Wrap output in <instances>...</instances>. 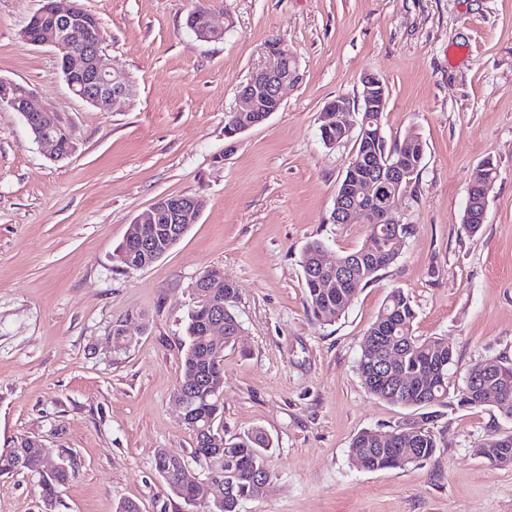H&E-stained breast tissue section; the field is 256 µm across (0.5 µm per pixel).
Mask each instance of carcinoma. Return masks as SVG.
<instances>
[{
	"label": "carcinoma",
	"mask_w": 512,
	"mask_h": 512,
	"mask_svg": "<svg viewBox=\"0 0 512 512\" xmlns=\"http://www.w3.org/2000/svg\"><path fill=\"white\" fill-rule=\"evenodd\" d=\"M203 4L197 2L187 17L188 27L196 34L204 27ZM380 113L371 114L373 126L367 127L358 150L368 149L384 164L391 165L396 158L404 156L413 170L422 164L424 147L416 132L406 135L403 142L394 148L388 146L384 134L378 132ZM497 177V165L487 158L477 167L473 181L478 184L492 182ZM325 247L321 240L309 241L300 255L303 272L307 310L318 321L332 322L348 310L358 291L367 286L379 271L387 265L374 257L366 245L337 256L343 266L352 269L351 279L341 281L330 289L310 272L315 256ZM196 305L187 324L188 346L182 360L181 384L189 385L190 395L195 401L194 412L199 425L208 426L210 440L201 439L196 427L195 448L192 457L204 472L205 480L215 485L224 496V512H239L242 501L255 497V481L263 476H272L270 464V441L263 431L253 429L238 436L224 437L223 424L219 423L223 413L224 395V348L235 343L241 323L234 312L238 299V288L234 285L221 289L220 300L224 304V347L216 348L208 337L202 335V314L212 301L195 294ZM416 318L408 295L400 288L390 292L385 304L367 329L356 369L366 391L390 404L418 410L417 417L407 420L390 432L384 442L377 441V432L366 430L355 436L349 446L353 461L363 460L374 470L394 467L391 462L396 445L392 441L407 437L413 456L411 464L429 460L436 451L437 441L433 431L440 408L454 401L460 408H479L483 403L470 393V381L488 368L502 369L512 374V366L497 359H485L474 364L461 382L451 380L450 368L453 352L448 343L438 337L418 338L412 334ZM384 359L394 362L396 372L403 380V389L398 398H392L393 384L388 381L376 384L364 377L374 365ZM487 387L499 391L494 405L501 416L512 422V384L499 388L497 382H487ZM476 454L486 459L495 468L512 467V432L493 433ZM156 471L165 479L171 491L187 504L198 499L195 494L196 477L193 468L185 460H178L165 450L157 452L154 460ZM26 470L40 477L42 498L50 503L56 496L58 486L68 482L75 474L73 464L53 471H42V444L24 438L6 455H0V473Z\"/></svg>",
	"instance_id": "carcinoma-1"
}]
</instances>
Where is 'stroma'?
Wrapping results in <instances>:
<instances>
[{
  "instance_id": "1",
  "label": "stroma",
  "mask_w": 512,
  "mask_h": 512,
  "mask_svg": "<svg viewBox=\"0 0 512 512\" xmlns=\"http://www.w3.org/2000/svg\"><path fill=\"white\" fill-rule=\"evenodd\" d=\"M103 26V54L135 94L103 112L74 96L55 51L19 32L40 0H0V78L55 112L74 150L51 160L19 113L0 108V455L30 438L76 475L52 503L25 471L0 475V512H202L170 490L158 450L191 460L194 435L173 391L194 284L215 269L237 285L242 331L224 351V434L262 429L274 475L239 512H512V468L476 455L512 432L492 406L442 408L437 449L418 465L367 471L348 449L411 410L368 394L356 371L367 328L392 289L413 334L445 339L462 379L484 359L512 363V0H210L221 34L202 39L193 0H78ZM300 79L269 119L225 136V116L268 40ZM388 88V145L420 134L424 159L396 216L412 226L397 261L333 322L306 308L299 255L358 248L363 224L331 221L353 140L325 145L320 115L364 73ZM498 167L477 233L463 217L472 174ZM202 199L162 259H114L133 219L164 195ZM128 334L115 339L112 329Z\"/></svg>"
}]
</instances>
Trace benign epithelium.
Returning <instances> with one entry per match:
<instances>
[{
	"label": "benign epithelium",
	"instance_id": "obj_1",
	"mask_svg": "<svg viewBox=\"0 0 512 512\" xmlns=\"http://www.w3.org/2000/svg\"><path fill=\"white\" fill-rule=\"evenodd\" d=\"M36 15H49L54 19V24L36 39L24 28L20 31L21 40L29 45L55 49L65 82L76 97L102 111H109L134 95L135 88L130 77L105 64L101 42L91 35L94 21L82 7L74 4L62 9L57 0H42ZM299 79L295 55L280 42L267 43L265 61L240 86L234 135L264 123L279 111L282 89ZM361 83L365 89V111H385L387 91L382 79L374 73H367L363 75ZM0 107L20 113L34 139L48 149L49 156L54 160L61 161L68 157V154L57 149V141L52 135L44 132V120L48 117L53 119L57 135L68 136L70 132L55 113L46 108L33 107L30 89H20L14 81L0 78ZM349 111V104L338 98L333 99L325 105L321 122L327 128H341L349 136L351 128L346 122ZM352 164L363 165L369 174L356 182L354 190L340 194L332 220L337 224H350L358 218L361 223L371 227L397 223L394 208L401 185L410 177V170L400 161L390 167L365 154L352 156ZM200 207V201L194 197L167 195L158 198L135 218L134 223L168 224L170 230L158 239L145 237L138 232L131 233L126 250L132 249L152 262L162 258L181 236L182 225L196 223ZM195 287L204 288L206 294L214 296L223 283L220 275L210 272L199 277Z\"/></svg>",
	"mask_w": 512,
	"mask_h": 512
}]
</instances>
